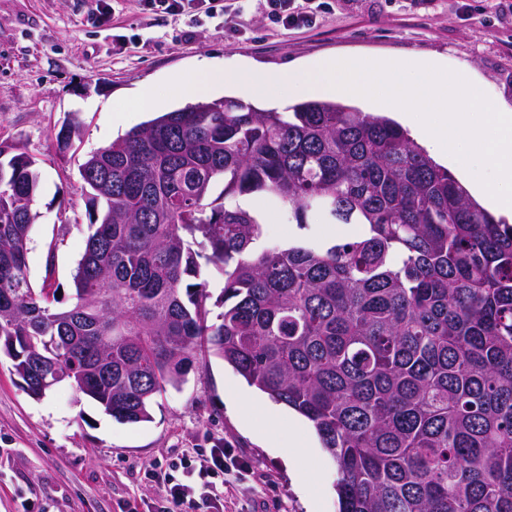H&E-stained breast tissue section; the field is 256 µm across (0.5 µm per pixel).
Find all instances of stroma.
Listing matches in <instances>:
<instances>
[{"label":"stroma","mask_w":512,"mask_h":512,"mask_svg":"<svg viewBox=\"0 0 512 512\" xmlns=\"http://www.w3.org/2000/svg\"><path fill=\"white\" fill-rule=\"evenodd\" d=\"M221 4L223 14L211 17L155 14L121 0L102 24L89 0H0V142L40 164L39 217L27 241L33 287L70 288L89 235L79 167L150 120L141 112L110 122L115 104L140 86L203 63L274 71L346 54L418 52L472 71L496 104L512 108V0H478L469 15L461 0H304L313 20L294 28L266 19L256 0ZM74 122L83 138L61 150L57 134ZM240 203L262 218L265 242L285 247L324 236L318 211L302 228L273 197L255 193ZM237 391L244 400L236 410L228 398ZM269 402L200 350L184 382L155 397L150 421L126 424L65 382L30 396L0 354V512H157L158 475L181 458L208 465L215 448L234 449L249 466L230 476L224 512H306L311 497L322 498V512H337L336 467L320 441H304L311 423L269 428ZM288 457L306 469L303 482L289 474Z\"/></svg>","instance_id":"stroma-1"}]
</instances>
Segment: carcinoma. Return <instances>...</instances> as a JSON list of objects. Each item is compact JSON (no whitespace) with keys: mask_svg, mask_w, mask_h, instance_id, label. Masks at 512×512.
<instances>
[{"mask_svg":"<svg viewBox=\"0 0 512 512\" xmlns=\"http://www.w3.org/2000/svg\"><path fill=\"white\" fill-rule=\"evenodd\" d=\"M80 176L96 209L71 292L37 291L40 173L0 143V350L26 393L66 380L145 422L205 347L312 424L339 512H512V224L395 120L198 101L98 149ZM254 193L300 225L317 210L358 233L260 248L263 223L238 203ZM202 258L224 267L213 323Z\"/></svg>","mask_w":512,"mask_h":512,"instance_id":"1","label":"carcinoma"}]
</instances>
